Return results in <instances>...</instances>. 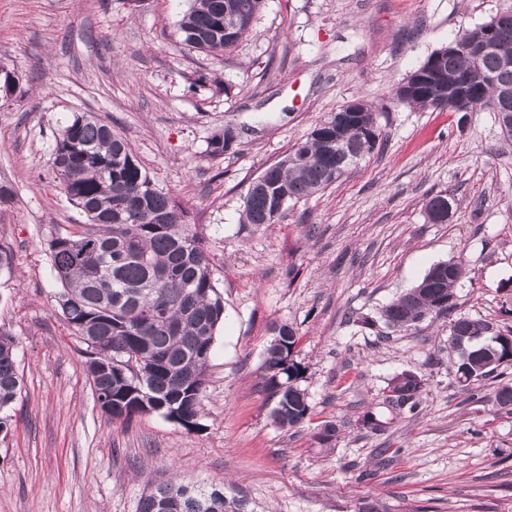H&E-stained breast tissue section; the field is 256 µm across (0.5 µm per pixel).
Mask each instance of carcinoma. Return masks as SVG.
I'll return each instance as SVG.
<instances>
[{"label":"carcinoma","instance_id":"obj_1","mask_svg":"<svg viewBox=\"0 0 512 512\" xmlns=\"http://www.w3.org/2000/svg\"><path fill=\"white\" fill-rule=\"evenodd\" d=\"M263 0H191L178 21V43L205 54L230 51L252 29ZM490 28L495 36L478 60L460 48L443 56L440 67L454 83L464 74H484L475 83L472 109H488L512 119V4L454 39L465 43ZM396 98L410 106L451 109L422 91ZM330 113L284 158L261 174L263 185L248 189L241 223H275L288 208L335 183L369 157L378 143L372 107ZM234 128L209 141L210 154L229 151ZM52 169L67 200L87 219L74 235L46 239L60 289L56 312L85 345V370L94 390L112 403V419L159 414L188 431L199 423L206 371L214 338L224 323V295L218 289L205 237L187 222L186 209L159 189L133 153L128 140L85 113L73 114L56 138ZM465 268L447 261L432 266L421 281L381 311L384 324L408 330L428 315L456 307ZM264 352L262 388L275 400L271 417L286 431L298 429L309 414L303 368L292 359L298 330L288 323L273 328ZM458 382L469 391L479 382L512 368V325L457 316L448 325ZM15 338L0 330V433L8 431L12 404L23 379ZM426 385L411 371L387 383L376 411L360 418L363 429L387 431L393 420L416 414ZM338 428L328 423L313 439L330 447ZM139 512H256L244 496L227 497L222 485L160 483L144 494Z\"/></svg>","mask_w":512,"mask_h":512}]
</instances>
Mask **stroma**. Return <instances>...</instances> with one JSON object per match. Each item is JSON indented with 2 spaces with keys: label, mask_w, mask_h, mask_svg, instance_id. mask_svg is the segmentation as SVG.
I'll return each instance as SVG.
<instances>
[{
  "label": "stroma",
  "mask_w": 512,
  "mask_h": 512,
  "mask_svg": "<svg viewBox=\"0 0 512 512\" xmlns=\"http://www.w3.org/2000/svg\"><path fill=\"white\" fill-rule=\"evenodd\" d=\"M505 0H264L231 51L177 44L187 0H0V329L23 389L0 435V512H138L149 484L226 483L258 512H512V413L495 382L468 399L449 369L448 320L408 331L384 306L441 261L467 275L457 312L512 324V138L492 112L399 102L394 89ZM353 99L380 131L370 157L273 224L241 222L251 182ZM88 112L127 137L203 231L225 322L200 429L151 414L108 420L82 344L56 313L46 240L83 230L56 186L55 139ZM238 132L228 153L208 143ZM448 195L447 223L427 200ZM297 328L310 414L288 432L261 387L274 325ZM426 380L421 411L382 434L359 418L388 381ZM340 428L333 448L313 436Z\"/></svg>",
  "instance_id": "1"
}]
</instances>
